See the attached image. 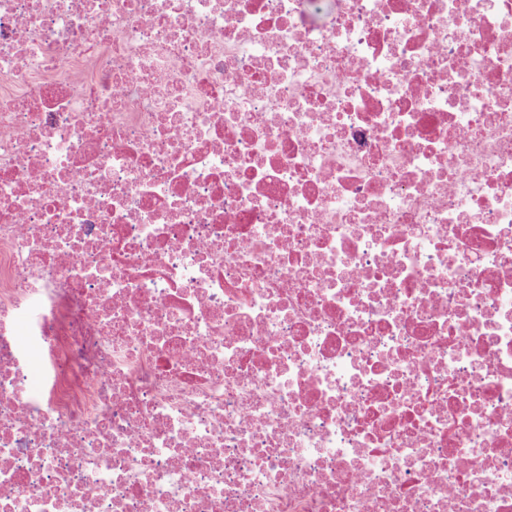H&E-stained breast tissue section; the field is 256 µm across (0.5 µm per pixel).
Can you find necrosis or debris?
<instances>
[{"mask_svg":"<svg viewBox=\"0 0 512 512\" xmlns=\"http://www.w3.org/2000/svg\"><path fill=\"white\" fill-rule=\"evenodd\" d=\"M0 512H512V0H0Z\"/></svg>","mask_w":512,"mask_h":512,"instance_id":"obj_1","label":"necrosis or debris"}]
</instances>
